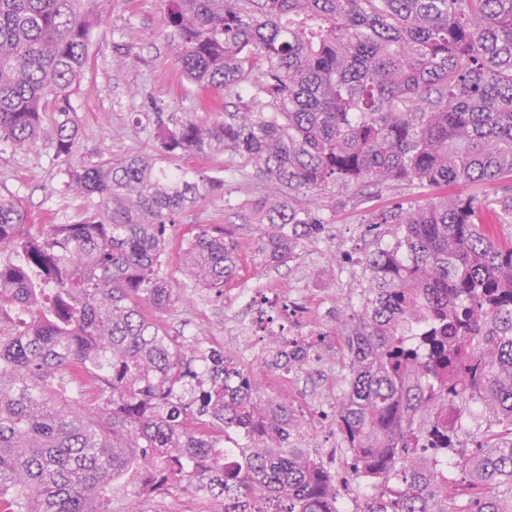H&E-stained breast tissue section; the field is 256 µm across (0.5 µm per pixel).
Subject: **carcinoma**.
Returning a JSON list of instances; mask_svg holds the SVG:
<instances>
[{"mask_svg":"<svg viewBox=\"0 0 512 512\" xmlns=\"http://www.w3.org/2000/svg\"><path fill=\"white\" fill-rule=\"evenodd\" d=\"M175 60L224 92V120L165 129L153 155L68 170L93 208L74 224L25 223L0 193V512H115L170 489L224 512H341L336 476L302 444L288 399L221 349L177 345L166 238L224 178L180 164L227 155L274 186L249 200L266 262L321 235L322 191L432 189L372 216L393 246L365 256L368 286L341 338L348 375L334 412L356 512H512V0H159ZM97 0H0V145L68 157L70 96ZM54 105L50 128L43 127ZM461 187L474 192L462 194ZM186 271L218 295L238 245L201 224ZM52 304L42 307L47 287ZM317 343L288 342L297 370ZM482 405L498 430L457 450ZM236 433L247 445L227 448ZM464 484L448 487V457Z\"/></svg>","mask_w":512,"mask_h":512,"instance_id":"1","label":"carcinoma"}]
</instances>
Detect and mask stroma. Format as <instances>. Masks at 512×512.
Returning a JSON list of instances; mask_svg holds the SVG:
<instances>
[{"label": "stroma", "instance_id": "obj_1", "mask_svg": "<svg viewBox=\"0 0 512 512\" xmlns=\"http://www.w3.org/2000/svg\"><path fill=\"white\" fill-rule=\"evenodd\" d=\"M97 10L88 65L71 97L80 129L74 163L151 153L160 126L188 117L223 120V95L201 91L180 72L172 29L157 0H99ZM67 169L45 147L17 152L1 146L0 192L21 200L28 223H74L87 202L70 186ZM265 191L258 180L230 179L223 192L200 198L179 216L165 265L179 298L163 317L176 342L194 338L223 348L259 373L269 390L284 391L308 424L305 446L340 472L345 464L331 415L342 396L344 370L335 334L346 330L347 307L359 304L367 285L362 257L375 240L368 228L372 214L394 201H421L422 195L393 187L372 199L336 191L334 206L322 212L328 231L302 240L287 264L272 266L258 251L264 228L250 223L244 208ZM199 224L224 225L239 247L238 275L220 296L195 287L184 273L182 240ZM301 337L317 341L318 362L298 372L266 368L279 341Z\"/></svg>", "mask_w": 512, "mask_h": 512}]
</instances>
